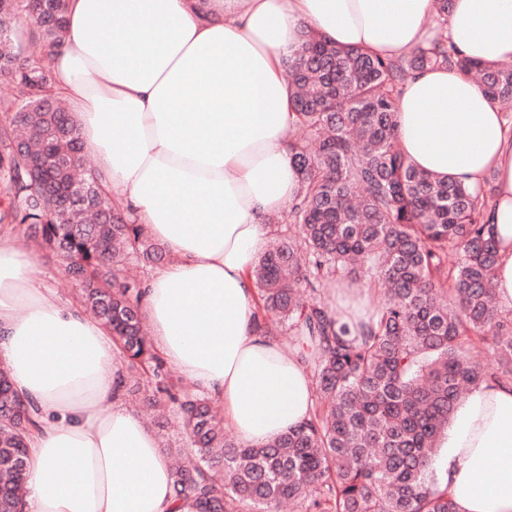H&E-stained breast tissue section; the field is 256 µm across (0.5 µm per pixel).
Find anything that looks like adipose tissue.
I'll return each mask as SVG.
<instances>
[{"label":"adipose tissue","mask_w":512,"mask_h":512,"mask_svg":"<svg viewBox=\"0 0 512 512\" xmlns=\"http://www.w3.org/2000/svg\"><path fill=\"white\" fill-rule=\"evenodd\" d=\"M66 0L49 58L83 154L126 220L170 253L145 279L154 345L220 400L245 446L305 424L312 377L254 327L251 271L300 175L284 64L311 28L336 45L399 57L446 35L468 58L512 60V0ZM193 111H185L186 100ZM402 150L469 188L495 174L486 228L496 292L512 308V129L473 80L427 68L404 86ZM37 256L0 233V366L40 410L22 512H190L156 435L122 399L112 334L29 277ZM434 482L456 512H512V383L461 399L438 442Z\"/></svg>","instance_id":"obj_1"}]
</instances>
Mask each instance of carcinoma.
I'll list each match as a JSON object with an SVG mask.
<instances>
[{
  "instance_id": "cac0c4a2",
  "label": "carcinoma",
  "mask_w": 512,
  "mask_h": 512,
  "mask_svg": "<svg viewBox=\"0 0 512 512\" xmlns=\"http://www.w3.org/2000/svg\"><path fill=\"white\" fill-rule=\"evenodd\" d=\"M65 11V0L37 9L0 0V81L15 91L0 112H24L0 124V188L10 198L0 223L24 227L59 257L120 357L145 378L140 398L175 406L193 448L173 468L176 497L194 512H275L297 500L306 512H456L430 479L438 438L463 392L486 379L512 381V309L497 303V244L485 230L495 178L473 192L417 169L399 144L395 113L405 80L427 67L476 79L495 104L512 101V66L468 59L444 36L389 58L302 32L299 55L286 63L298 197L253 276L256 328L291 337L315 407L302 427L244 447L208 399L178 387L145 334L142 281L126 272L161 266L165 247L141 224L92 221L116 207L84 167L48 55L20 56L17 23L25 20L31 41L48 51L65 35ZM74 183L87 187L89 204L60 207ZM346 277L383 286L371 325L356 336L324 299ZM485 353L495 366L482 363ZM36 425L0 368V512H20Z\"/></svg>"
}]
</instances>
